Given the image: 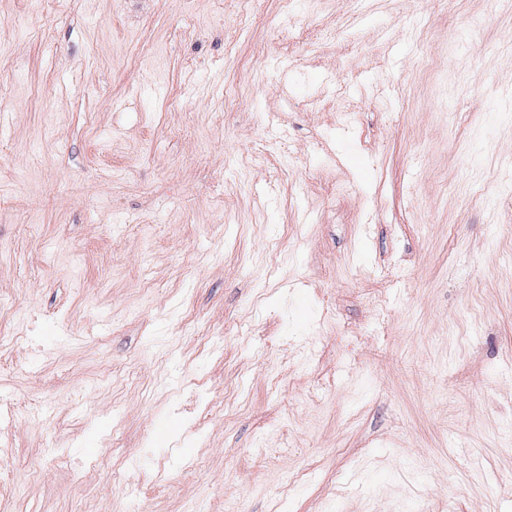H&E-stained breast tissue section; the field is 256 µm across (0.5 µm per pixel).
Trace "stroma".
I'll return each mask as SVG.
<instances>
[{"label": "stroma", "mask_w": 512, "mask_h": 512, "mask_svg": "<svg viewBox=\"0 0 512 512\" xmlns=\"http://www.w3.org/2000/svg\"><path fill=\"white\" fill-rule=\"evenodd\" d=\"M510 28L0 0L8 512H512Z\"/></svg>", "instance_id": "1"}]
</instances>
